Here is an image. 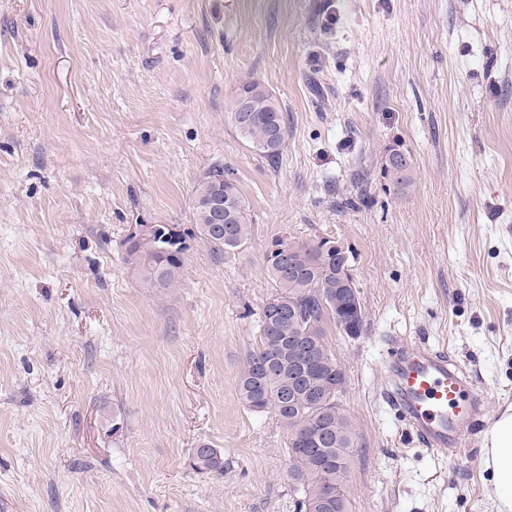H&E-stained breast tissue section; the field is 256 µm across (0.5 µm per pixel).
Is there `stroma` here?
<instances>
[{
    "mask_svg": "<svg viewBox=\"0 0 512 512\" xmlns=\"http://www.w3.org/2000/svg\"><path fill=\"white\" fill-rule=\"evenodd\" d=\"M247 80L286 116L273 165L230 122ZM215 165L250 239L188 238L148 287L130 225L192 228ZM278 237L353 251L350 512H498L482 447L434 458L382 394L419 340L512 411V0H0V512H299L286 428L238 393ZM406 162L405 154L400 150H392L388 156V164L392 167L400 166ZM386 175L390 178L394 185H406L411 181L410 165H402L394 172L390 167L386 166ZM194 465L200 471L220 472L224 468V461L214 448L202 445L195 450Z\"/></svg>",
    "mask_w": 512,
    "mask_h": 512,
    "instance_id": "stroma-1",
    "label": "stroma"
}]
</instances>
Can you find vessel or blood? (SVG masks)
<instances>
[{"instance_id": "b4317fda", "label": "vessel or blood", "mask_w": 512, "mask_h": 512, "mask_svg": "<svg viewBox=\"0 0 512 512\" xmlns=\"http://www.w3.org/2000/svg\"><path fill=\"white\" fill-rule=\"evenodd\" d=\"M385 370V400L430 455L445 458L480 441L474 428L486 423L485 392L446 348L398 344Z\"/></svg>"}]
</instances>
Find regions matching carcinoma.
<instances>
[{
    "mask_svg": "<svg viewBox=\"0 0 512 512\" xmlns=\"http://www.w3.org/2000/svg\"><path fill=\"white\" fill-rule=\"evenodd\" d=\"M252 118L246 124L232 122L238 134L268 162L275 164L284 150L287 127L278 98L263 84L247 81L239 88ZM224 196L225 223L213 224L204 207L213 194ZM195 228L200 239L218 252H230L251 236L252 223L237 182L222 165L209 168L199 179L193 199ZM189 232L176 224H143L137 237L122 242L125 261L154 288H172L186 259ZM328 239L296 242L293 271L288 273L265 258L274 292L266 302H277L288 313L274 328H259L239 379L243 404L256 413H272L288 433L291 472L301 484L300 512H349L348 494L328 506L322 502L326 483H346L357 433L338 404V393L326 391L336 380L340 363L326 336L333 326L346 331L349 316L343 313L353 301L339 291L336 254L324 249ZM270 336H310L315 352L314 371L303 374L294 361L290 341L276 359H270ZM195 468L219 472L221 455L205 445L195 450Z\"/></svg>",
    "mask_w": 512,
    "mask_h": 512,
    "instance_id": "carcinoma-1",
    "label": "carcinoma"
}]
</instances>
